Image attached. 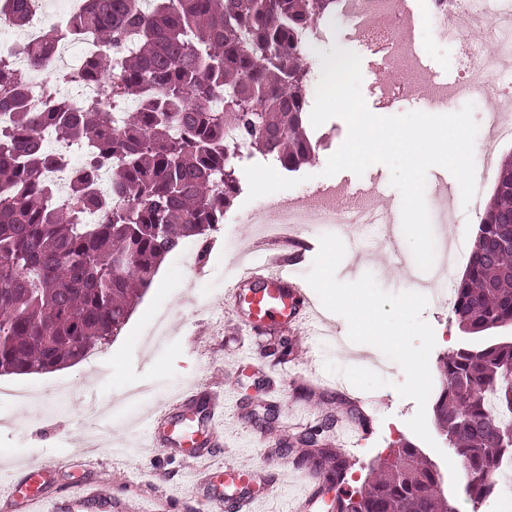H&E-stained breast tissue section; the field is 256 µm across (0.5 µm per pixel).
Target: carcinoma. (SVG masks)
<instances>
[{
	"instance_id": "1",
	"label": "carcinoma",
	"mask_w": 512,
	"mask_h": 512,
	"mask_svg": "<svg viewBox=\"0 0 512 512\" xmlns=\"http://www.w3.org/2000/svg\"><path fill=\"white\" fill-rule=\"evenodd\" d=\"M31 0H4L17 26ZM86 0L52 27L48 46L93 33L103 53L70 79L99 84L104 100L61 98L38 112L27 83L0 56V376L49 372L86 358L118 335L166 257L185 239L215 231L238 193L231 160L243 148L297 170L316 154L306 132L307 46L299 35L333 0ZM143 102L120 123L129 96ZM224 97V111L201 103ZM39 126L85 151L68 198L55 206L48 174L57 158ZM237 138L228 139L224 130ZM112 193L95 191L100 168ZM101 213L84 223L87 209ZM451 312L474 335L512 326V154L454 285ZM443 386L433 415L459 458L461 494L479 512L494 497L502 458L512 455V339L460 344L440 359ZM317 430L291 435L279 453L316 458L318 492L333 487L336 512H458L442 474L408 443L347 488L352 468L320 447Z\"/></svg>"
}]
</instances>
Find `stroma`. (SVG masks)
<instances>
[{"mask_svg":"<svg viewBox=\"0 0 512 512\" xmlns=\"http://www.w3.org/2000/svg\"><path fill=\"white\" fill-rule=\"evenodd\" d=\"M317 51L307 59L308 85L316 87L321 76L318 50L332 45L360 55L363 76L361 91L368 108L380 116L411 111L452 113L465 101L458 98L442 105L431 102L423 90L403 94L393 103H383L379 92L380 74L376 58L352 33V26L336 14L319 21ZM417 55L398 75L414 81L420 66L437 72L439 83L451 86L458 80L459 43L443 39L431 29L415 37ZM320 147L315 157L296 170L300 185L286 193H274L248 200L246 166L263 163L262 155L242 151L235 159V176L240 191L224 220L207 240L192 239L190 261L170 254L132 311L118 336L77 363L40 374L0 376V385L25 390L26 398L0 407V508L5 507L11 480L22 470L49 457L66 464L52 475L49 491L57 499V512H71L67 499L70 482L83 479L111 501L112 512H204L213 492L210 484L194 482L195 463L183 456L178 444H170L163 456L142 449L145 420L154 409L164 406L177 390L195 389L206 393L227 382L236 386V409H225L224 444L219 460L256 465L276 457L288 471L306 474L308 465L296 464L292 456L274 454L277 442L287 440L333 415L337 430L352 429L353 445L348 453L352 468L349 487L361 485L370 466L388 455L390 449L410 442L434 462L440 471L448 466L439 447L446 441L436 425H429L431 442H424L408 426L417 410L413 400L401 398L393 385L402 381L400 367L379 350L365 351L363 345H348L345 355L336 357L340 370L327 372V351L347 338L346 321L333 313L325 318L334 333L315 336L301 325L288 333L297 344L289 358L271 349L268 334L246 335L239 317L224 307V286L234 272L238 257L250 251L253 264L265 262L268 254L279 253L295 259L294 272L304 278L319 249L321 235L333 233L345 243L347 252L337 269L339 280L350 282L372 273L387 292L413 290L421 271L403 233H396L394 246L359 249L353 231L342 224L289 225L279 238L265 242L255 225L246 221L260 209H271L283 197L307 205L310 194L326 185L350 187L379 178L384 200L400 207L401 195L390 184L386 166L375 164L363 176L342 171L326 178L322 171L328 157L344 142L347 125L339 118L309 129ZM446 181L457 214L456 229L465 248H472L480 211L489 203L494 174L476 166V195L463 204L458 182L440 167L431 168L428 187ZM434 329L436 346L430 355L434 387H441L439 361L444 353L460 344L462 335L445 302L433 299L422 314ZM384 365L390 386L371 392L352 385L341 373L345 366L370 369ZM359 407L369 425L354 431L349 411Z\"/></svg>","mask_w":512,"mask_h":512,"instance_id":"obj_1","label":"stroma"}]
</instances>
